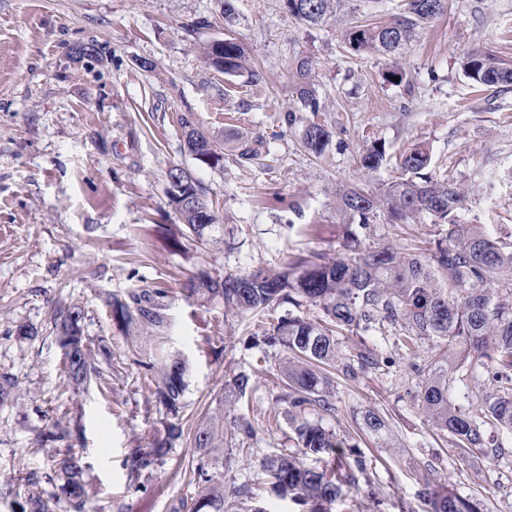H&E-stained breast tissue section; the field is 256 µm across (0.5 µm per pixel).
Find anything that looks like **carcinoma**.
<instances>
[{"instance_id": "obj_1", "label": "carcinoma", "mask_w": 512, "mask_h": 512, "mask_svg": "<svg viewBox=\"0 0 512 512\" xmlns=\"http://www.w3.org/2000/svg\"><path fill=\"white\" fill-rule=\"evenodd\" d=\"M339 0H282L288 13L309 26H319L337 9ZM445 0H404L401 13L385 24L360 23L345 34L350 51L357 55L382 54L396 57L416 30L431 23L444 10ZM203 62L228 77L240 76L246 69L244 44L227 36L224 44L215 41L202 48ZM313 62H298L297 100L310 110L306 118L288 112V125L303 124L302 143L315 157L323 156L332 140L329 128L317 120V101L310 82ZM465 78L474 87L512 86V60L493 50L476 46L461 59ZM184 147L196 160L218 167L224 163L226 142L208 135L192 117L178 118ZM234 149L239 160L252 161L262 154L257 139L238 138ZM386 157L384 143L373 140L359 154L365 171H378ZM399 176L376 190L352 186L337 199L343 218L342 238L336 256L298 255L284 269L258 270L247 275L213 277L204 269L192 274L190 295L206 301L220 300L224 308L237 313L265 312L267 323L254 336L259 348L258 362L267 360L271 349L289 354L282 373L288 391L279 397L286 404L284 413L292 424L299 454L314 458L308 467L300 458L274 455L263 458L271 495L291 500L303 512H332L344 504L351 490L358 488L366 470L365 460L348 450L345 440L322 424L308 419V409L335 413L331 402L333 380L328 369L340 371L349 379L381 363L374 349L364 345L350 357L342 358L336 348L340 331L382 334L393 330L409 354L416 356L427 341L437 340L443 351L424 366L412 365L419 376L416 399L434 426L448 433L454 445L496 456L501 448H490L484 426L512 431V242L490 236L481 224H464L458 211L467 200L459 184L432 171L430 149L417 143L400 159ZM185 173V191L190 201L170 199L187 228L201 244L217 243L214 235L217 217L207 199V189L190 170L173 166L167 176ZM384 217L393 228H402L427 218L432 231L425 247L410 245L401 251L378 235L374 220ZM166 297L162 288L132 291L128 298L109 296L113 320L122 325L127 338L137 341L133 332L142 324L164 326ZM308 303L321 311L311 319L289 310ZM81 307L57 303L51 309L49 324L63 351V365L69 380L78 386L104 389L112 377V355L104 347L93 351L83 336ZM137 364L144 368L151 387V398L166 411L163 436L148 448L131 452L130 475L137 480L152 468L168 449L184 437L183 397L186 365L177 355L151 356ZM467 370L489 386L476 399V409L464 412L453 404L454 374ZM253 389L252 376L233 375L224 383V392L215 407L202 412L193 433L197 452L193 472L197 492L191 501H179L170 512H256L249 481L232 483L208 474L211 462L224 460V444H251L256 436L252 421L224 410L247 396ZM42 446L65 444L55 471L56 491L48 494L41 477L32 472L24 488L13 484L0 487V498L14 497L12 512H97L92 505L87 466L82 453L72 443V431L54 424L40 434ZM424 512H484L481 501L462 496L445 486L428 487Z\"/></svg>"}]
</instances>
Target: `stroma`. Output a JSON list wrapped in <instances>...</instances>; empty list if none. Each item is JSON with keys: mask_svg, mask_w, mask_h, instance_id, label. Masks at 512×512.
<instances>
[{"mask_svg": "<svg viewBox=\"0 0 512 512\" xmlns=\"http://www.w3.org/2000/svg\"><path fill=\"white\" fill-rule=\"evenodd\" d=\"M399 4L342 0L335 16L312 28L281 0H234L229 21L224 0H0V373L17 381L0 402V486L52 472L53 453L36 436L58 420L78 436L95 505L167 512L194 496L189 440L139 479L128 469L132 449L149 446L164 412L151 402L106 298L161 288L165 328L138 334L146 350L162 334L165 349L188 361L185 429L222 395L226 375L251 374L253 390L235 411L257 422L254 450L225 449L224 481L247 477L263 506L296 512V504L270 496L260 468L263 457L294 450L288 421L269 428L258 420L281 391L285 354L273 350L258 363L248 345L258 318L190 297L189 271L245 275L285 267L299 254L335 255L339 189H373L398 176L401 154L417 142L430 147L439 176L469 188L461 221L512 238V87L473 91L459 68L460 56L478 45L512 58V0H447L404 51L407 81L392 85L383 78L390 58L353 55L343 33L366 13L390 21ZM201 17L208 26L193 28ZM227 34L249 50L243 76H225L202 59V46ZM79 45L93 55L76 56ZM306 56L318 118L333 132L319 159L304 152L299 127L287 122L299 106L296 67ZM183 114L214 137L262 141L261 159L243 163L229 150L220 168L194 160L177 121ZM375 138L385 142L387 160L368 173L358 155ZM175 165L207 189L222 242L204 246L186 234L181 250L164 248L160 225L178 221L166 194ZM59 299L81 306L84 335L110 348L107 392L65 381L62 350L45 329ZM22 325L37 337L19 335ZM336 340L342 355L365 344L386 359L358 379L337 376L336 412L322 418L366 460L350 512H423L429 482L481 500L485 512H512V432L488 428L503 446L497 458L462 454L414 399L410 364H426L435 343L413 359L390 335ZM369 408L387 422L381 434L363 425Z\"/></svg>", "mask_w": 512, "mask_h": 512, "instance_id": "obj_1", "label": "stroma"}]
</instances>
